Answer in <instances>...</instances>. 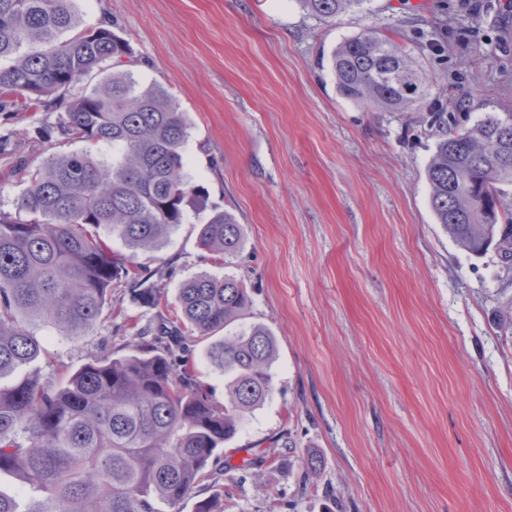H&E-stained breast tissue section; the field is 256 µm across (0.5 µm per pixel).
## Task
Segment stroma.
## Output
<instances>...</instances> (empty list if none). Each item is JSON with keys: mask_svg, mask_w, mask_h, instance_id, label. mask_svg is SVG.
<instances>
[{"mask_svg": "<svg viewBox=\"0 0 512 512\" xmlns=\"http://www.w3.org/2000/svg\"><path fill=\"white\" fill-rule=\"evenodd\" d=\"M507 2L366 0L334 23L297 0H78L186 113L188 168L243 229L222 258L199 246L194 214L139 255L161 308L189 277L232 276L251 296L245 324L278 341L272 395L224 446L265 462L225 472L224 512H512V335L496 319L512 274L437 224L425 110H367L330 67L344 39L387 29L432 94L457 89L459 127L512 118ZM57 120L2 112L0 132L31 157L80 150L40 137Z\"/></svg>", "mask_w": 512, "mask_h": 512, "instance_id": "1", "label": "stroma"}]
</instances>
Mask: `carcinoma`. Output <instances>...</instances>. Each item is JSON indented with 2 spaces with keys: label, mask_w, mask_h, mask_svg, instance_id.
<instances>
[{
  "label": "carcinoma",
  "mask_w": 512,
  "mask_h": 512,
  "mask_svg": "<svg viewBox=\"0 0 512 512\" xmlns=\"http://www.w3.org/2000/svg\"><path fill=\"white\" fill-rule=\"evenodd\" d=\"M77 0H0V112L64 110L58 133L85 148L41 161L17 155L16 133H0V160L26 189L15 212L0 211V512H157L177 510L204 481L219 485L224 444L273 391L276 336L236 326L250 306L243 283L197 274L178 288L173 317L127 326L131 350L114 356L112 337L90 338L112 288L155 308L160 289L136 258L161 248L204 210L208 194L187 171L189 123L171 94L131 69L127 41L101 23L86 26ZM336 20L366 0H299ZM103 82L68 99L95 71ZM339 93L383 112L422 108L430 79L413 49L382 30L344 40L333 52ZM425 117L436 137L425 176L437 223L464 252L494 250L512 270V122L494 115L460 130L453 92L433 98ZM130 254L112 253L100 231ZM235 219L214 209L198 244L220 256L242 247ZM49 331L86 345L76 372L56 363ZM205 345L224 373V403L198 380L192 347ZM44 357L57 381L25 368ZM195 512H224L222 492Z\"/></svg>",
  "instance_id": "1"
}]
</instances>
